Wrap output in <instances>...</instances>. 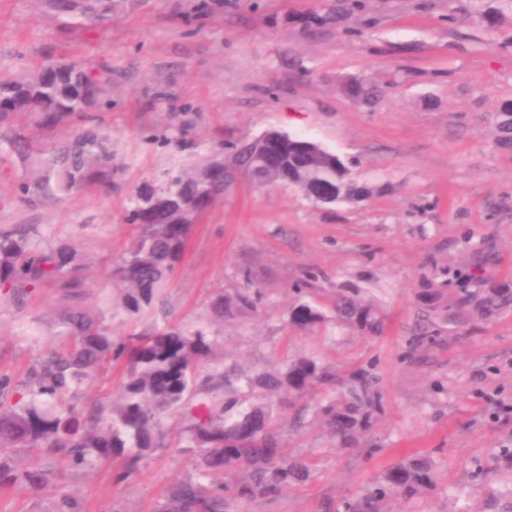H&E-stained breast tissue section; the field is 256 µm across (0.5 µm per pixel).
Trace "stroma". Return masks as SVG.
<instances>
[{
    "label": "stroma",
    "mask_w": 512,
    "mask_h": 512,
    "mask_svg": "<svg viewBox=\"0 0 512 512\" xmlns=\"http://www.w3.org/2000/svg\"><path fill=\"white\" fill-rule=\"evenodd\" d=\"M105 25L69 24L49 0H0V76L82 55L112 69L111 104L96 114L121 171L108 192L29 205L15 193L27 167L0 147V224H40L86 266L83 308L113 338L152 322L209 325L216 359L248 376L285 359L317 358L337 376L375 377L382 410L352 448L326 428L318 398L274 394L281 442L309 479L233 512H346L394 461H432V487L391 498L384 512H512V311L435 341L416 342L417 295L444 269L478 270L512 288V149L492 121L512 99V0H114ZM339 11L336 23L318 17ZM502 12L496 27L485 16ZM383 85L368 103L343 83ZM189 129L203 147L268 130L318 143L370 188L324 206L295 188L238 179L194 224L159 302L128 314L112 277L137 230L124 223L131 189L189 164ZM261 291L256 312L214 319L217 293ZM374 300L384 330L363 336L327 321L315 334L288 323L308 301L330 311L336 291ZM67 291L47 285L0 303V371L22 377L68 343L57 317ZM128 363L105 367L79 401L111 404ZM196 455L167 447L124 482L112 465L69 472L47 489L0 490V512H154L167 488L197 476Z\"/></svg>",
    "instance_id": "1"
}]
</instances>
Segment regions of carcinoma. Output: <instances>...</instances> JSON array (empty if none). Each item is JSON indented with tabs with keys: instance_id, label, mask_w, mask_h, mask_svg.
<instances>
[{
	"instance_id": "carcinoma-1",
	"label": "carcinoma",
	"mask_w": 512,
	"mask_h": 512,
	"mask_svg": "<svg viewBox=\"0 0 512 512\" xmlns=\"http://www.w3.org/2000/svg\"><path fill=\"white\" fill-rule=\"evenodd\" d=\"M64 17L81 22L112 15V4L82 0H52ZM112 84V68L75 57L50 60L20 77H0V138L31 167L17 192L26 203L48 196L65 197L85 190L110 191L119 171L112 135L95 124V112ZM357 102L377 97L382 87L353 78L344 85ZM501 143L512 147V100L497 112ZM219 153L200 163L167 173L159 185L136 186L129 197L126 223L140 227L139 238L117 264L123 286L122 306L133 316L152 309L159 291L181 259L192 224L224 195V176L215 171ZM245 176L257 183L268 178L298 188L322 204L361 201L372 190L350 177L349 165L338 155L311 148L299 137H288L278 154L253 152L243 162ZM77 248L47 242L41 224H0V295L12 302L28 298L47 284L70 288L81 269ZM455 288H424L418 294L424 308L420 336L432 335L437 323H459L464 313L490 319L512 308V289L482 288L462 270L453 273ZM75 302L65 305L59 322L69 337L67 349L38 359L20 379L0 372V489L22 484L42 488L60 475L57 461L16 465L19 452L46 448L75 471H88L120 461L115 482L133 474L149 454L166 447L162 424L180 415L187 425L177 435L184 448L197 452L196 480L168 488L156 512H230L235 503L266 497L306 480L308 467L291 459L280 446L278 421L271 402L258 398L246 405L215 395L233 386L230 373H201L216 349L209 330H185L168 323L152 324L123 340L112 339L101 322ZM259 291L245 288L231 298L219 293L211 303L216 319L257 309ZM333 310L338 321L363 334L376 335L382 321L375 308L336 293ZM290 325L318 330L326 316L302 302L288 315ZM105 361H126L130 369L119 401L87 409L75 402ZM261 384L299 400L336 385V375L311 357L289 359L257 379H245L251 389ZM339 393L322 407L330 433L342 445L370 425L380 409V395L364 372L342 382ZM434 483L430 462L405 458L382 474L379 484L349 506L350 512H381L389 496L411 497Z\"/></svg>"
}]
</instances>
